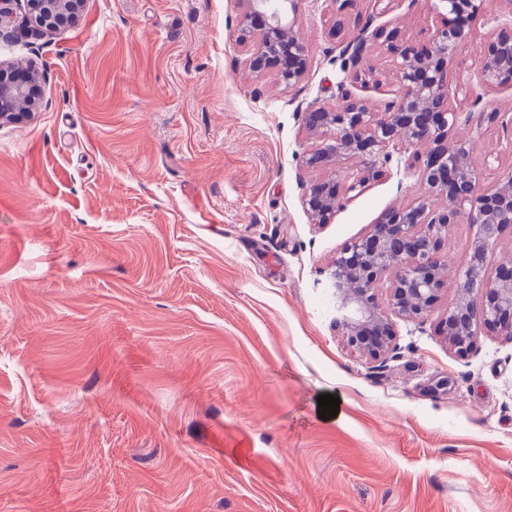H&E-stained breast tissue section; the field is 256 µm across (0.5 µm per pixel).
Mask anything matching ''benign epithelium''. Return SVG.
<instances>
[{"label": "benign epithelium", "instance_id": "benign-epithelium-1", "mask_svg": "<svg viewBox=\"0 0 512 512\" xmlns=\"http://www.w3.org/2000/svg\"><path fill=\"white\" fill-rule=\"evenodd\" d=\"M239 28L241 44H254L245 65L258 72L277 60L278 80L293 88L308 68V49L295 20L299 0H246ZM447 16L419 41L398 42L385 28L369 31L367 20L339 55L345 77L336 86L332 107L308 105L301 110L304 129L315 146L301 158L300 168L316 170L353 160L356 172L304 184L302 204L310 223L329 224L343 200L371 182L390 175L395 150H413L410 167L419 169L425 192L414 202L386 210L363 237L345 245L327 269L335 289L336 325L348 343L375 362L399 354L395 320H424L439 301L445 285L444 236L453 224H470L476 234L462 273L461 298L448 306L438 324L450 351L468 357L479 328L512 342V261L490 269L486 257L506 232L512 233V170L494 185L480 189V172L471 163L473 143L452 132L471 119L450 102L449 67L471 41L470 25L487 9L488 0H440ZM82 0H0V35L12 23L14 8L23 4L39 27L46 19L77 15ZM379 43L393 62L399 89L377 104L363 96L382 85V75L367 62L368 42ZM480 75L488 87L512 82V28L499 31L477 50ZM30 80L0 81V99L22 100V111H1L0 124L16 123L35 108ZM512 149V114L490 112ZM427 149L426 158L418 148ZM389 281L388 294L378 288Z\"/></svg>", "mask_w": 512, "mask_h": 512}]
</instances>
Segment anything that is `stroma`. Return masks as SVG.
I'll return each mask as SVG.
<instances>
[{"mask_svg":"<svg viewBox=\"0 0 512 512\" xmlns=\"http://www.w3.org/2000/svg\"><path fill=\"white\" fill-rule=\"evenodd\" d=\"M371 7L300 0L291 89L245 68L244 0H83L0 38L42 88L0 125V512H512V343L483 332L462 359L436 315L400 320L380 367L336 326L324 268L423 193L417 173L394 156L328 224L301 202L298 107L335 103ZM438 8L376 22L420 38ZM455 68L488 187L512 150L482 115L512 113V86H482L474 48ZM474 233L448 229L438 312Z\"/></svg>","mask_w":512,"mask_h":512,"instance_id":"1","label":"stroma"}]
</instances>
